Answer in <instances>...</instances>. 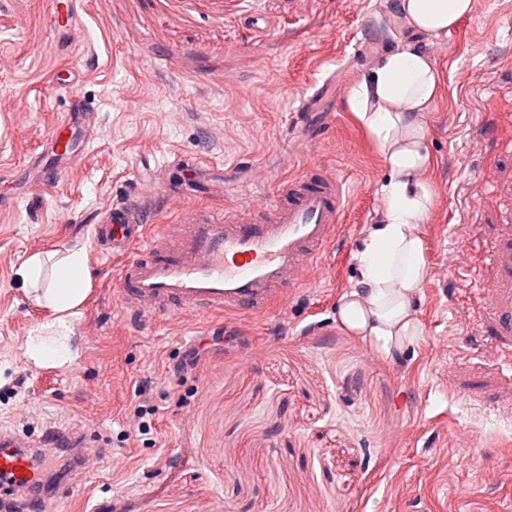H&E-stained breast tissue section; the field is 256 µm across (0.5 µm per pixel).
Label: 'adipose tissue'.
Returning a JSON list of instances; mask_svg holds the SVG:
<instances>
[{
  "label": "adipose tissue",
  "instance_id": "obj_1",
  "mask_svg": "<svg viewBox=\"0 0 512 512\" xmlns=\"http://www.w3.org/2000/svg\"><path fill=\"white\" fill-rule=\"evenodd\" d=\"M474 8L475 0L396 2L405 27L430 39L448 37ZM439 91L440 74L426 48L404 41L383 54L346 98L372 136L387 177L379 187L384 206L361 240L357 276L337 318L389 358L401 355L422 333L414 308L427 275L420 226L434 206L422 115L432 111ZM16 276L25 295L53 315L26 336L27 356L38 367H70L80 356L74 321L89 286L85 249L31 254Z\"/></svg>",
  "mask_w": 512,
  "mask_h": 512
}]
</instances>
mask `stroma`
<instances>
[{"mask_svg":"<svg viewBox=\"0 0 512 512\" xmlns=\"http://www.w3.org/2000/svg\"><path fill=\"white\" fill-rule=\"evenodd\" d=\"M83 39L50 0H0V427L76 426L111 458L60 512H505L512 503V359L480 325L482 274L512 224V0L427 50L441 73L425 113L436 193L422 225V334L398 359L336 310L382 206L387 170L347 110L349 88L406 32L392 0H85ZM312 112L296 119L301 98ZM95 108L83 159L21 195L31 157L75 101ZM185 166L175 168L174 158ZM335 178L346 214L323 274L264 316H165L124 307L93 228L113 203L147 224L269 203L278 181ZM84 247L81 356L35 367L24 338L50 311L16 280L30 254ZM194 365H185L189 352ZM158 411L130 420L142 383Z\"/></svg>","mask_w":512,"mask_h":512,"instance_id":"35a3bbf8","label":"stroma"}]
</instances>
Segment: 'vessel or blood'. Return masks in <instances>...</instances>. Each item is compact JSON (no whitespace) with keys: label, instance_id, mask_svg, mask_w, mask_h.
<instances>
[{"label":"vessel or blood","instance_id":"obj_1","mask_svg":"<svg viewBox=\"0 0 512 512\" xmlns=\"http://www.w3.org/2000/svg\"><path fill=\"white\" fill-rule=\"evenodd\" d=\"M78 0H51V23L73 25ZM92 115L66 113L41 143L36 163L50 184L85 155L82 133ZM344 213L339 182L310 172L279 182L269 205L225 208L204 220L188 211L181 223L149 236L128 203L112 205L95 232L107 255L117 261L122 304L157 315L172 313L260 316L284 304L287 291L306 285L321 271ZM490 301L489 324L499 344L512 347V225L499 230L490 278L483 282ZM83 443L99 456L95 439L78 430L52 428L27 439L0 430V512H54L70 494L60 486L52 499L17 500L16 492L34 484L35 461L43 448Z\"/></svg>","mask_w":512,"mask_h":512}]
</instances>
